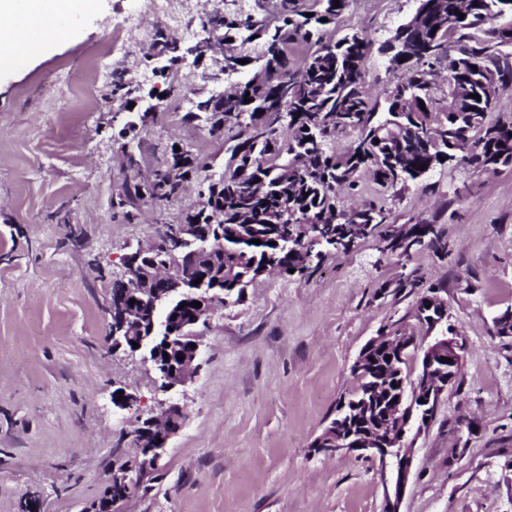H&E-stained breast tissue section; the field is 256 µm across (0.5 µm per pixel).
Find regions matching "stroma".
Listing matches in <instances>:
<instances>
[{
	"mask_svg": "<svg viewBox=\"0 0 512 512\" xmlns=\"http://www.w3.org/2000/svg\"><path fill=\"white\" fill-rule=\"evenodd\" d=\"M140 8L92 0L64 20L66 37L0 71V512H84L118 464H134L133 431L170 402L184 407L183 428L113 512H383L375 464L312 442L353 390L368 340L401 330L426 346L415 305L430 290L448 307L463 362L413 438L402 512H512V337L495 327L512 310V165L491 173L456 160L388 192L358 172L341 206L373 202L392 225H434L448 255L425 246L387 257L369 238L303 273L260 276L199 326L201 368L186 387L162 391L140 353L113 348L124 257L157 225L181 223L200 185L127 212L113 197L173 145L208 172L224 164V142L207 129L146 111L149 93L223 82L221 53L156 73L153 36L166 21L141 13L127 54L89 81L92 53ZM416 8L350 0L339 18L337 36L372 32L362 72L374 101L407 76L388 70L380 47ZM126 142L139 148L138 170L121 156ZM119 387L135 397L128 409L112 403Z\"/></svg>",
	"mask_w": 512,
	"mask_h": 512,
	"instance_id": "1",
	"label": "stroma"
}]
</instances>
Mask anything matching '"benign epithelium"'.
Listing matches in <instances>:
<instances>
[{
    "label": "benign epithelium",
    "mask_w": 512,
    "mask_h": 512,
    "mask_svg": "<svg viewBox=\"0 0 512 512\" xmlns=\"http://www.w3.org/2000/svg\"><path fill=\"white\" fill-rule=\"evenodd\" d=\"M215 249L211 232L200 225L164 224L159 226L148 246L136 249L123 261V287L112 293L113 320L109 338L112 346L124 344L132 352L147 348L149 357L144 362L150 364L165 392L193 381L197 370L194 363L200 356L201 346L193 327L208 321L215 307L226 302L223 294L211 287L208 275L190 270L183 277L176 272V266L184 255L202 263ZM178 296H193L202 303L196 317L172 329L163 320L155 321V312L175 302ZM416 315L420 324L433 330L447 318V306L432 293L417 304ZM415 346V338L404 333L374 337L360 350L353 372L357 376L364 373L376 351L389 353L401 372L413 359ZM463 350V344L452 329L432 337L423 350L419 369L409 372L408 388H400L395 401L390 403L385 423L372 424L370 401L358 389L354 399L343 402L324 432L312 443V447L322 453L356 452L378 461L384 490L383 512H401L413 465L407 434L414 427L421 430L428 425L440 396L461 367ZM179 355L184 359L177 360ZM443 357L447 361H441ZM185 418L184 408L171 402L159 416L134 431L133 447L138 450L139 471L158 465Z\"/></svg>",
    "instance_id": "7a95c632"
}]
</instances>
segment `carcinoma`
<instances>
[{"mask_svg":"<svg viewBox=\"0 0 512 512\" xmlns=\"http://www.w3.org/2000/svg\"><path fill=\"white\" fill-rule=\"evenodd\" d=\"M320 13L305 16L301 0H281L278 24L250 17L242 23L222 14L207 23L219 41L233 51L224 58L231 72L252 65L249 77L222 95L193 92V109L182 120L208 129L230 143V156L218 177L208 175L198 208L184 218L220 230L223 245L211 254L205 268L220 278L224 296L236 302L259 276L264 259L275 255L281 272H303L310 258L322 257L339 236L344 247L360 237L338 234L346 225L365 224L369 233L386 223L387 213L375 204L361 210L338 206L342 191L356 187L355 175L364 169L384 189L423 179L429 172L458 159L489 169L512 165V120L490 122L481 100L482 86L512 91V31L491 28L501 11L512 12V0H418L424 17L407 29L400 24L393 36L404 37L405 51H382L389 67L408 71L406 79L385 93L384 109L372 101L363 83L361 66L371 44L364 31L335 38L333 26L349 0H324ZM464 17H459V14ZM243 29L239 41L230 31ZM305 44L311 53L304 65L288 68V45ZM469 58L481 65L479 80L455 60ZM248 64H242V61ZM446 72L443 104L433 97V79ZM251 102H245V99ZM287 124L288 139L280 127ZM411 125L431 131L428 143L404 134ZM355 135L347 152L336 149L341 133ZM180 159L175 150L153 172L159 187L157 202L178 197L197 175L199 162L189 151ZM139 183L125 184L113 203L134 206ZM430 230L429 247L440 254L448 245L428 224L410 231ZM261 243L255 244L253 240ZM380 355L357 380L372 390L376 371L384 368Z\"/></svg>","mask_w":512,"mask_h":512,"instance_id":"cac0c4a2","label":"carcinoma"}]
</instances>
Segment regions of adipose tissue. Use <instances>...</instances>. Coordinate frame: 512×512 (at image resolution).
<instances>
[{
  "mask_svg": "<svg viewBox=\"0 0 512 512\" xmlns=\"http://www.w3.org/2000/svg\"><path fill=\"white\" fill-rule=\"evenodd\" d=\"M78 0H0V16L8 17L9 25L0 26V70L11 68L24 48L16 26L18 16L40 21L44 37H63L65 31L57 22L59 16L77 9Z\"/></svg>",
  "mask_w": 512,
  "mask_h": 512,
  "instance_id": "adipose-tissue-1",
  "label": "adipose tissue"
}]
</instances>
